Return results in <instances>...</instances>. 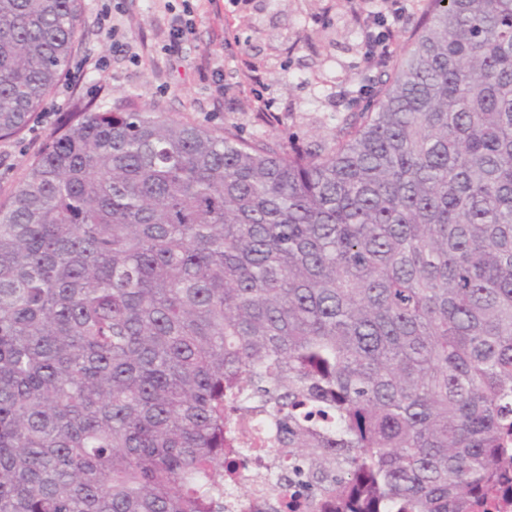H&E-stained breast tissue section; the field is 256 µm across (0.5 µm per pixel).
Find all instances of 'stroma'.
<instances>
[{
  "mask_svg": "<svg viewBox=\"0 0 512 512\" xmlns=\"http://www.w3.org/2000/svg\"><path fill=\"white\" fill-rule=\"evenodd\" d=\"M193 31L165 53L182 0H81L75 50L45 105L0 139V203L21 184L77 101L103 110L155 107L216 132L279 143L331 141L362 103L341 91L363 79L362 29L349 0H193ZM120 30L127 52L114 50Z\"/></svg>",
  "mask_w": 512,
  "mask_h": 512,
  "instance_id": "stroma-1",
  "label": "stroma"
}]
</instances>
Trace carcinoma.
I'll return each instance as SVG.
<instances>
[{
    "mask_svg": "<svg viewBox=\"0 0 512 512\" xmlns=\"http://www.w3.org/2000/svg\"><path fill=\"white\" fill-rule=\"evenodd\" d=\"M81 0H0V138ZM324 144L83 103L0 204V512H269L512 495V0H428ZM255 473L247 472L244 478L241 480V489L237 493L235 500H230L225 503L226 511L228 512H249L251 510L252 499L255 501L266 500L260 493L270 491V488L260 482L253 476ZM231 503V507H227V504Z\"/></svg>",
    "mask_w": 512,
    "mask_h": 512,
    "instance_id": "obj_1",
    "label": "carcinoma"
}]
</instances>
